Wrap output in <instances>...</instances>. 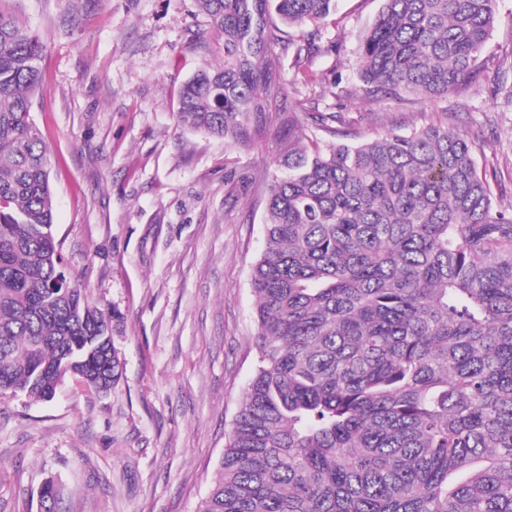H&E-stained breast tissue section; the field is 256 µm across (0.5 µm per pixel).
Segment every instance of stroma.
<instances>
[{"instance_id": "1", "label": "stroma", "mask_w": 512, "mask_h": 512, "mask_svg": "<svg viewBox=\"0 0 512 512\" xmlns=\"http://www.w3.org/2000/svg\"><path fill=\"white\" fill-rule=\"evenodd\" d=\"M43 45L32 115L47 134L65 268L112 319L123 373L105 394L69 378L47 402L0 394V512H197L258 365L250 272L264 246L258 184L278 176L275 122L249 146L178 125L180 91L222 42L196 0H8ZM382 0H338L317 53L280 56L284 103L320 112V144L442 122L498 171L512 209V0L475 84L429 101L370 100L360 40Z\"/></svg>"}]
</instances>
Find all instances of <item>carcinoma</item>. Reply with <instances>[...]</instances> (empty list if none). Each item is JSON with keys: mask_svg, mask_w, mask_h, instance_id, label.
Instances as JSON below:
<instances>
[{"mask_svg": "<svg viewBox=\"0 0 512 512\" xmlns=\"http://www.w3.org/2000/svg\"><path fill=\"white\" fill-rule=\"evenodd\" d=\"M337 0H197L223 62L177 122L246 146L282 116L269 20ZM495 0H384L359 49L375 94L472 82ZM302 32L296 55L317 50ZM43 46L0 8V392L49 401L121 378L111 321L68 280L32 117ZM288 116L251 269L259 366L197 512H512V214L445 126L305 142Z\"/></svg>", "mask_w": 512, "mask_h": 512, "instance_id": "1", "label": "carcinoma"}]
</instances>
